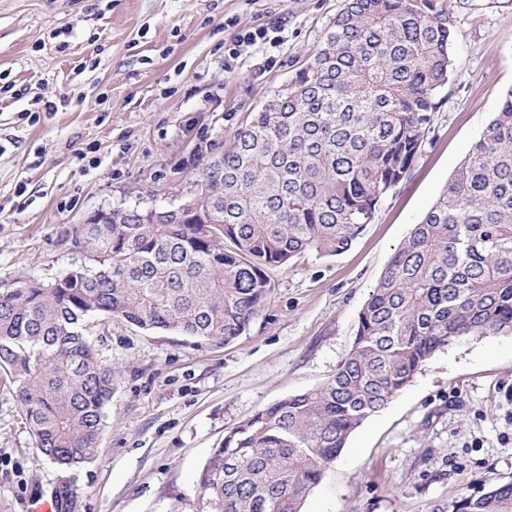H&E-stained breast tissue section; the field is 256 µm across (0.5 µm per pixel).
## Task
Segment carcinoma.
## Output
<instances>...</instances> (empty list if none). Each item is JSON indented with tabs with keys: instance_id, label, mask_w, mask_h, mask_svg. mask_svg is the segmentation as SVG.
<instances>
[{
	"instance_id": "1",
	"label": "carcinoma",
	"mask_w": 512,
	"mask_h": 512,
	"mask_svg": "<svg viewBox=\"0 0 512 512\" xmlns=\"http://www.w3.org/2000/svg\"><path fill=\"white\" fill-rule=\"evenodd\" d=\"M445 0H344L307 64L234 131L181 212L113 209L84 229V263L0 290V368L36 448L61 470L96 457L114 372L90 322L227 345L272 288L267 270L346 252L426 144L452 73ZM512 334V87L394 253L323 386L232 428L200 478L202 512H302L351 433L436 353ZM60 512H75L68 486ZM459 512H512V482Z\"/></svg>"
}]
</instances>
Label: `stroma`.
<instances>
[{"label":"stroma","instance_id":"35a3bbf8","mask_svg":"<svg viewBox=\"0 0 512 512\" xmlns=\"http://www.w3.org/2000/svg\"><path fill=\"white\" fill-rule=\"evenodd\" d=\"M343 0H0V288L85 260L98 210L167 207L315 52ZM452 78L408 176L351 248L269 269L272 290L227 345L112 320L88 338L115 370L92 463L35 446L0 369V512H199L228 430L326 383L357 316L512 87V0H447ZM267 30L266 41L236 46ZM512 482V334L464 336L350 436L302 512H432Z\"/></svg>","mask_w":512,"mask_h":512}]
</instances>
